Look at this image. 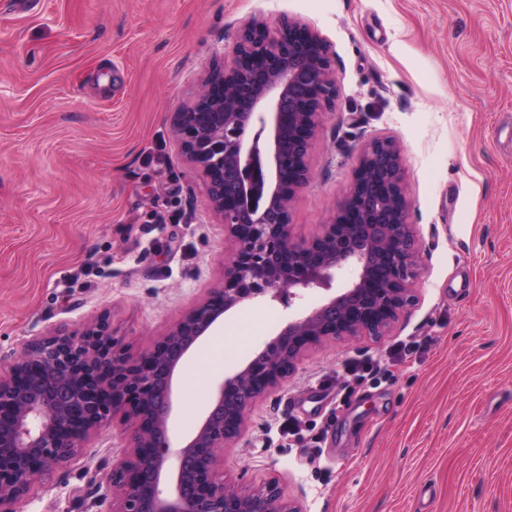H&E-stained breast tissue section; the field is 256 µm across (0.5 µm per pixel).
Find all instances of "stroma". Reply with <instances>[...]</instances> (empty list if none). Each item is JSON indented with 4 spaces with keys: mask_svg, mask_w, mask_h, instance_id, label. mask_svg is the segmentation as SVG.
Returning <instances> with one entry per match:
<instances>
[{
    "mask_svg": "<svg viewBox=\"0 0 512 512\" xmlns=\"http://www.w3.org/2000/svg\"><path fill=\"white\" fill-rule=\"evenodd\" d=\"M0 13V366L108 314L149 350L217 284L231 243L172 112L251 17L297 19L328 44L336 98L291 207L310 238L376 137L401 149L419 244L415 302L379 337L309 349L247 415L218 468L272 476L306 512H512V0H43ZM330 296L228 312L173 380L181 449L225 376ZM414 342L411 358L388 357ZM388 373L347 391L342 365ZM296 418L321 441L280 431ZM123 426L35 483L22 512H107Z\"/></svg>",
    "mask_w": 512,
    "mask_h": 512,
    "instance_id": "1",
    "label": "stroma"
}]
</instances>
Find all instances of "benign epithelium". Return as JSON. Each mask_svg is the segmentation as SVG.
<instances>
[{"label":"benign epithelium","mask_w":512,"mask_h":512,"mask_svg":"<svg viewBox=\"0 0 512 512\" xmlns=\"http://www.w3.org/2000/svg\"><path fill=\"white\" fill-rule=\"evenodd\" d=\"M332 88L327 44L288 17L273 27L252 18L231 56L209 66L192 104L173 113L172 129L232 239L224 277L142 354L120 345L107 314L78 333L24 345L0 373V512H21L37 480L74 461L115 419L127 451L112 467L109 512H304L274 478L248 493L230 488L217 460L243 435L251 406L293 373L306 350L385 332L413 303L418 277L401 151L390 140L363 147L347 197L320 232L307 241L293 235L291 202L309 182L307 159L327 109L324 90ZM348 265L357 270L351 283L289 320L219 385L164 493L173 376L190 348L239 305L330 289Z\"/></svg>","instance_id":"obj_1"}]
</instances>
